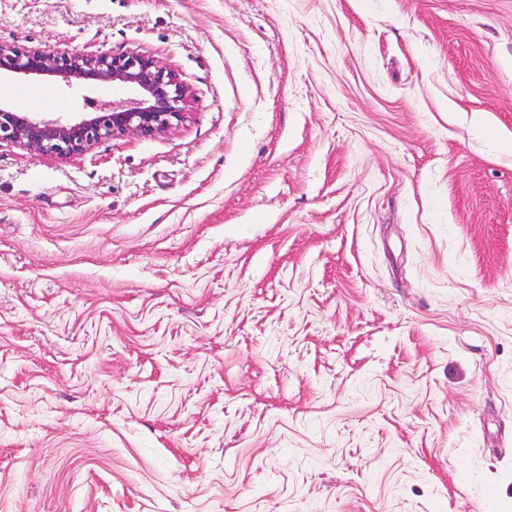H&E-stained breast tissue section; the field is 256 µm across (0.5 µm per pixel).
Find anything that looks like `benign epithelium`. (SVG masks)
I'll return each instance as SVG.
<instances>
[{"mask_svg": "<svg viewBox=\"0 0 512 512\" xmlns=\"http://www.w3.org/2000/svg\"><path fill=\"white\" fill-rule=\"evenodd\" d=\"M2 73L47 76L71 90L110 83L126 89V96L112 100L83 96L91 111L77 121L38 119L0 103V142L58 159L83 155L104 139L153 138L184 125L190 115L188 85L174 70L137 52H52L0 41Z\"/></svg>", "mask_w": 512, "mask_h": 512, "instance_id": "1", "label": "benign epithelium"}]
</instances>
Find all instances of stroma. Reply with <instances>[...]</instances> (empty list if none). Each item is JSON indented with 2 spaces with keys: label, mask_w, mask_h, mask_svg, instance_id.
Listing matches in <instances>:
<instances>
[{
  "label": "stroma",
  "mask_w": 512,
  "mask_h": 512,
  "mask_svg": "<svg viewBox=\"0 0 512 512\" xmlns=\"http://www.w3.org/2000/svg\"><path fill=\"white\" fill-rule=\"evenodd\" d=\"M0 40L193 93L0 142V512H512V0H0ZM2 73L47 76L71 90L110 83L126 89L125 97L112 100L83 95L92 111L77 121L38 119L0 102V142L58 159L83 155L104 139L153 138L183 126L190 115L188 85L174 70L137 52H52L0 41V77Z\"/></svg>",
  "instance_id": "35a3bbf8"
}]
</instances>
